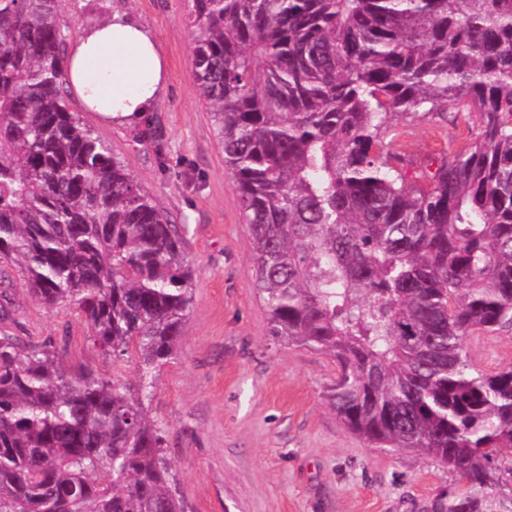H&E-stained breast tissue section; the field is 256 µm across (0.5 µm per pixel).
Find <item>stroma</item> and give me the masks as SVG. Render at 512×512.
<instances>
[{
  "instance_id": "1",
  "label": "stroma",
  "mask_w": 512,
  "mask_h": 512,
  "mask_svg": "<svg viewBox=\"0 0 512 512\" xmlns=\"http://www.w3.org/2000/svg\"><path fill=\"white\" fill-rule=\"evenodd\" d=\"M191 0H62L71 38L108 13H126L157 40L166 82L146 118L106 125L70 98L155 199L184 239L194 300L175 355L157 368L148 412L168 430L167 457L188 512H420L455 477L430 457L367 445L349 431L325 394L333 359L275 341L254 288L250 239L234 180L224 166L210 112L192 78ZM152 121L156 139L141 135ZM386 147L413 163L466 144L470 123L399 122ZM10 331L53 340L71 365L136 381L135 360L95 351L72 308H46L11 291ZM475 370L512 364V334L477 332L465 341Z\"/></svg>"
}]
</instances>
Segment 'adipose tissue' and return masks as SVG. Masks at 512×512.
I'll use <instances>...</instances> for the list:
<instances>
[{"label":"adipose tissue","instance_id":"ef3b65f1","mask_svg":"<svg viewBox=\"0 0 512 512\" xmlns=\"http://www.w3.org/2000/svg\"><path fill=\"white\" fill-rule=\"evenodd\" d=\"M166 61L154 36L115 12L74 41L66 82L84 111L104 122L141 118L156 104Z\"/></svg>","mask_w":512,"mask_h":512}]
</instances>
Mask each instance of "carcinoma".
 I'll return each instance as SVG.
<instances>
[{
    "label": "carcinoma",
    "mask_w": 512,
    "mask_h": 512,
    "mask_svg": "<svg viewBox=\"0 0 512 512\" xmlns=\"http://www.w3.org/2000/svg\"><path fill=\"white\" fill-rule=\"evenodd\" d=\"M60 0H0V259L137 389L0 329V512H187L149 418L193 271L164 210L69 107ZM194 82L250 236L270 335L336 361L326 399L461 487L423 512H512V0H192ZM468 112L466 147L408 171L392 121ZM465 348L477 371L492 372L512 364V334L477 332L466 339Z\"/></svg>",
    "instance_id": "cac0c4a2"
}]
</instances>
